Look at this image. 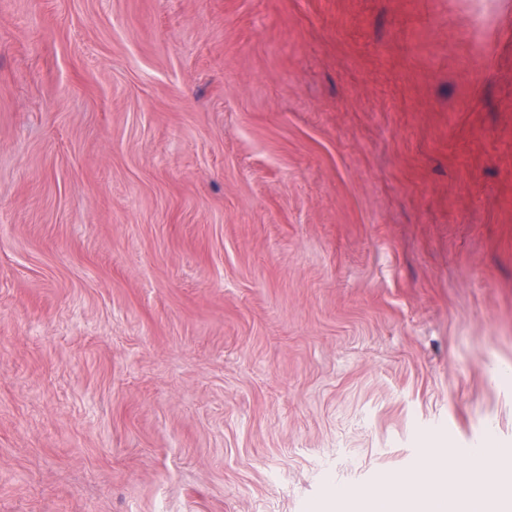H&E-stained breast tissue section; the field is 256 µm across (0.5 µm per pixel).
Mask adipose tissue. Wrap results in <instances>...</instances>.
Masks as SVG:
<instances>
[{"mask_svg": "<svg viewBox=\"0 0 512 512\" xmlns=\"http://www.w3.org/2000/svg\"><path fill=\"white\" fill-rule=\"evenodd\" d=\"M465 468L468 479L460 484L443 460L427 458L420 466L412 497L400 493L398 480L391 475L367 491L336 489L334 497L353 512H512V448L477 452ZM488 469L500 475L499 485L490 492L475 485Z\"/></svg>", "mask_w": 512, "mask_h": 512, "instance_id": "1", "label": "adipose tissue"}]
</instances>
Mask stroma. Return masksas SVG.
Returning <instances> with one entry per match:
<instances>
[{
  "label": "stroma",
  "instance_id": "stroma-1",
  "mask_svg": "<svg viewBox=\"0 0 512 512\" xmlns=\"http://www.w3.org/2000/svg\"><path fill=\"white\" fill-rule=\"evenodd\" d=\"M508 375L512 0H0V512H335Z\"/></svg>",
  "mask_w": 512,
  "mask_h": 512
}]
</instances>
